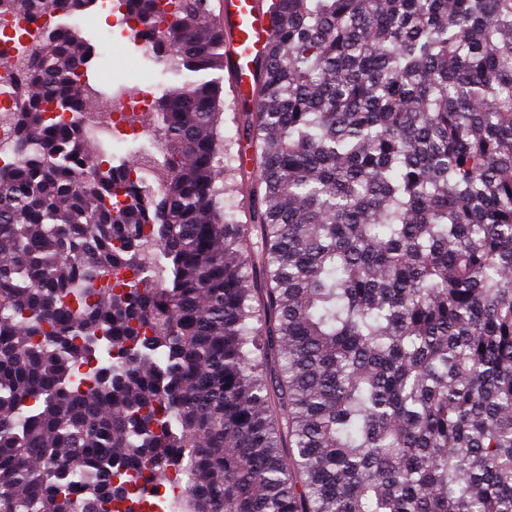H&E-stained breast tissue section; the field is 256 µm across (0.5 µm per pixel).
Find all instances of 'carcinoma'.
Listing matches in <instances>:
<instances>
[{
  "instance_id": "carcinoma-1",
  "label": "carcinoma",
  "mask_w": 512,
  "mask_h": 512,
  "mask_svg": "<svg viewBox=\"0 0 512 512\" xmlns=\"http://www.w3.org/2000/svg\"><path fill=\"white\" fill-rule=\"evenodd\" d=\"M123 4L156 62L224 70L209 0H167L162 30L160 0ZM273 19L239 131L249 249L216 186L218 81L156 101L170 164L151 193L46 118L94 94L83 38L19 56L0 512H512V0H275ZM114 267L134 279L98 285Z\"/></svg>"
}]
</instances>
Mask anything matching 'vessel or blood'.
<instances>
[{"label":"vessel or blood","instance_id":"vessel-or-blood-1","mask_svg":"<svg viewBox=\"0 0 512 512\" xmlns=\"http://www.w3.org/2000/svg\"><path fill=\"white\" fill-rule=\"evenodd\" d=\"M224 32V79L238 100L253 97V64L273 34L270 0H224L213 18Z\"/></svg>","mask_w":512,"mask_h":512}]
</instances>
